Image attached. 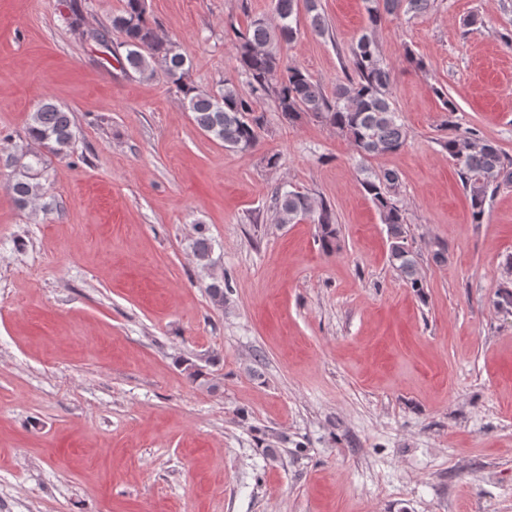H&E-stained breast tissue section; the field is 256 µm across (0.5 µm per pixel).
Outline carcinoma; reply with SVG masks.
<instances>
[{
  "label": "carcinoma",
  "mask_w": 512,
  "mask_h": 512,
  "mask_svg": "<svg viewBox=\"0 0 512 512\" xmlns=\"http://www.w3.org/2000/svg\"><path fill=\"white\" fill-rule=\"evenodd\" d=\"M367 24L351 42L348 53L351 74L331 92L301 67L288 62L284 49L298 35L299 0H274L273 20L254 18L243 31H236L232 43L242 80L224 78L221 88L210 93L190 80V63L174 41L161 37L147 16L145 0H124L122 10L112 16L111 29L119 32L126 49L125 68L149 77L160 72L182 95L195 125L211 139L234 152L248 154L260 143L265 130L261 104L271 99L283 121L291 124L304 115L312 116L350 140L359 157L364 178L361 185L377 207L389 241V262L412 288H424L417 256L410 248L409 227L398 198L399 175L390 169L368 167L372 157L400 150L407 132L397 108L390 100L393 67L382 57L376 33L389 16L425 14L431 0H365ZM310 25L322 35L327 22L319 10V0H304ZM69 29L80 38L103 41L107 29H86L81 11L66 18ZM27 135L48 153L65 158L74 146L72 113L46 99L30 113ZM442 148L456 165L470 199L471 219L483 223L489 191L512 185V157L498 144L484 139L474 129L458 130L441 141ZM14 173L6 186L13 203L28 206L40 197V179L46 159L39 151L25 150L13 158ZM272 207L279 224L308 220L316 225L323 251L339 249V229L332 206L300 190L275 189ZM193 243L197 265L212 267V243L203 225H197ZM229 279L222 275L207 285L211 300L224 304Z\"/></svg>",
  "instance_id": "1"
}]
</instances>
